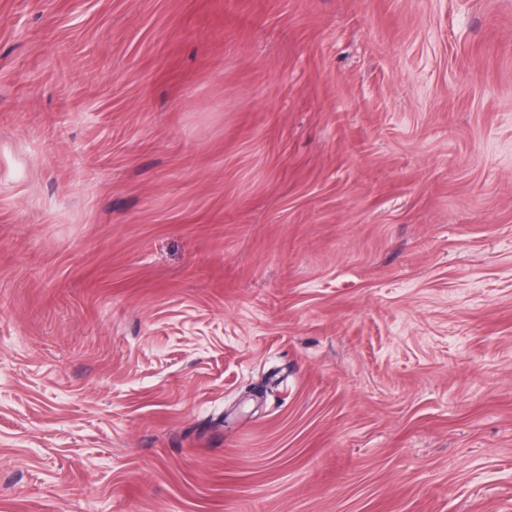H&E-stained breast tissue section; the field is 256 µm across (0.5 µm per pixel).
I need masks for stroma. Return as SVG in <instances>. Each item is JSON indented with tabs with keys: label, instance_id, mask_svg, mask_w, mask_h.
Wrapping results in <instances>:
<instances>
[{
	"label": "stroma",
	"instance_id": "35a3bbf8",
	"mask_svg": "<svg viewBox=\"0 0 512 512\" xmlns=\"http://www.w3.org/2000/svg\"><path fill=\"white\" fill-rule=\"evenodd\" d=\"M0 512H512V0H0Z\"/></svg>",
	"mask_w": 512,
	"mask_h": 512
}]
</instances>
